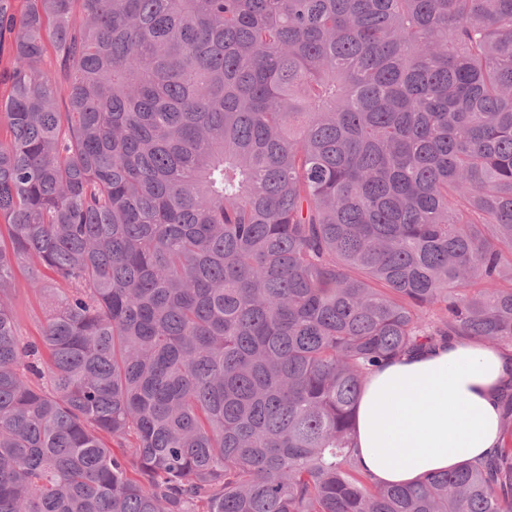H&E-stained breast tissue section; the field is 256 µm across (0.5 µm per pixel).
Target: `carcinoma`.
<instances>
[{
  "mask_svg": "<svg viewBox=\"0 0 512 512\" xmlns=\"http://www.w3.org/2000/svg\"><path fill=\"white\" fill-rule=\"evenodd\" d=\"M5 42L0 512H512V441L351 446L380 361L512 344V0H0ZM15 297L13 305L20 319V332L25 337H37L44 320L48 299L44 293H38L27 287L26 276L17 271L15 278Z\"/></svg>",
  "mask_w": 512,
  "mask_h": 512,
  "instance_id": "carcinoma-1",
  "label": "carcinoma"
}]
</instances>
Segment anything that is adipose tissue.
Returning a JSON list of instances; mask_svg holds the SVG:
<instances>
[{
	"instance_id": "obj_1",
	"label": "adipose tissue",
	"mask_w": 512,
	"mask_h": 512,
	"mask_svg": "<svg viewBox=\"0 0 512 512\" xmlns=\"http://www.w3.org/2000/svg\"><path fill=\"white\" fill-rule=\"evenodd\" d=\"M512 380V349L452 337L367 374L354 448L372 482L410 484L489 459L504 444L499 390Z\"/></svg>"
}]
</instances>
